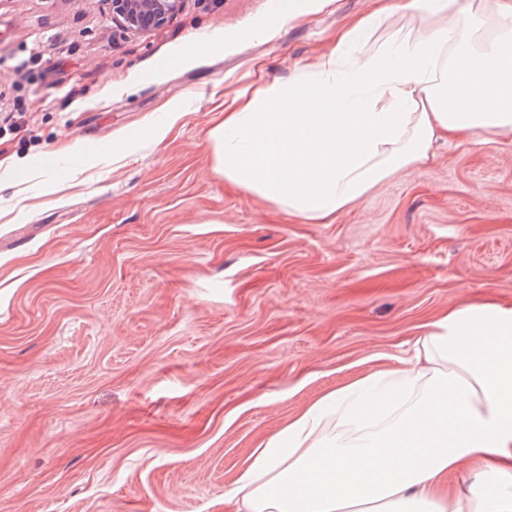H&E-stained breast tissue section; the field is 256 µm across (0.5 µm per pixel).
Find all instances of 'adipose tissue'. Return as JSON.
<instances>
[{
	"label": "adipose tissue",
	"instance_id": "adipose-tissue-1",
	"mask_svg": "<svg viewBox=\"0 0 512 512\" xmlns=\"http://www.w3.org/2000/svg\"><path fill=\"white\" fill-rule=\"evenodd\" d=\"M512 137V0H380L333 48L225 99L208 131L225 181L312 224L435 139ZM303 409L256 449L233 512H512V308L470 304L418 339L408 367ZM356 423L321 436L329 407ZM465 472L466 490L448 483Z\"/></svg>",
	"mask_w": 512,
	"mask_h": 512
}]
</instances>
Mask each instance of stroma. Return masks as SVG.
<instances>
[{"label":"stroma","instance_id":"35a3bbf8","mask_svg":"<svg viewBox=\"0 0 512 512\" xmlns=\"http://www.w3.org/2000/svg\"><path fill=\"white\" fill-rule=\"evenodd\" d=\"M282 3L138 33L104 0H0V512H228L301 408L402 368L445 311L512 306V138L436 141L332 224L214 172L225 97L373 7L270 27Z\"/></svg>","mask_w":512,"mask_h":512}]
</instances>
